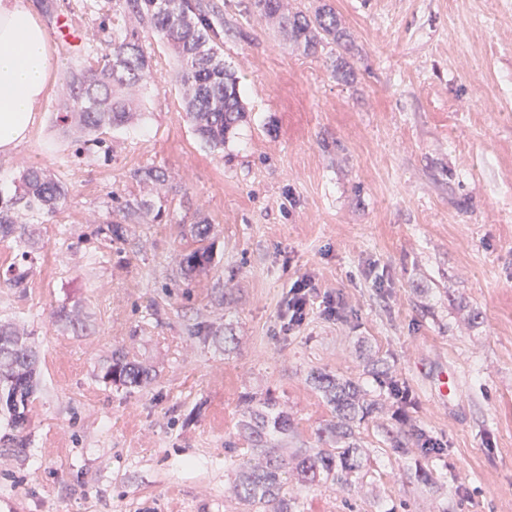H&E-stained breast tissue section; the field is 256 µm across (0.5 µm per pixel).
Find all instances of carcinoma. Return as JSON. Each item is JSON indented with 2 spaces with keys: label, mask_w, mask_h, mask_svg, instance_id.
Instances as JSON below:
<instances>
[{
  "label": "carcinoma",
  "mask_w": 512,
  "mask_h": 512,
  "mask_svg": "<svg viewBox=\"0 0 512 512\" xmlns=\"http://www.w3.org/2000/svg\"><path fill=\"white\" fill-rule=\"evenodd\" d=\"M255 12L277 19L294 44L307 51L334 44L343 47L345 34L339 28L336 13L322 6L313 15L290 12L284 0H253ZM121 13L130 24L112 26V39L91 67L70 66L63 73L65 98L56 122L79 133L75 155H94L104 146L100 134L119 129L134 117L131 94L145 88L152 78L150 40L161 42L178 58L175 81L182 93L183 110L202 140L213 149L224 143L236 126L244 121L245 111L236 77L224 68L220 52L221 36L211 19L210 6L203 0H112V13ZM132 178L162 185L165 173L155 167L137 169ZM67 186L49 170L32 166L20 174L10 196L0 193V238L26 235L21 214L40 217L54 213L66 200ZM123 221L102 224L100 233L109 241H121L125 222L138 219L141 206L124 207ZM209 222L193 225L191 236L198 246L179 255V265L188 273L207 268L212 256L203 241ZM30 269L10 266L0 276L1 288H20ZM106 384L137 386L149 377V371L121 353L101 368ZM336 414V422L318 432L322 447L288 459L264 453L268 439L285 435L292 427L279 403L268 397L258 408L248 409L242 424V437L250 448L239 454L241 472L239 499L247 505H264L273 512H297L290 483L318 486L331 482L348 486L351 478L365 468V455L355 438L357 424L381 410L380 402L360 381L339 379L322 372L311 374ZM36 355L11 326L0 323V415L8 417L11 433L5 435L14 447L26 448L22 435L28 423V406L37 390ZM390 450L403 455L414 441L423 465L416 471L419 481L428 483L432 473L429 462L445 455L447 449L426 430L420 428L406 437L401 431L386 432Z\"/></svg>",
  "instance_id": "carcinoma-1"
}]
</instances>
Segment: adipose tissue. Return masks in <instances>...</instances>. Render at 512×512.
<instances>
[{"mask_svg": "<svg viewBox=\"0 0 512 512\" xmlns=\"http://www.w3.org/2000/svg\"><path fill=\"white\" fill-rule=\"evenodd\" d=\"M49 35L22 0H0V153L27 136L52 71Z\"/></svg>", "mask_w": 512, "mask_h": 512, "instance_id": "obj_1", "label": "adipose tissue"}]
</instances>
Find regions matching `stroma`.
I'll return each mask as SVG.
<instances>
[{"label":"stroma","mask_w":512,"mask_h":512,"mask_svg":"<svg viewBox=\"0 0 512 512\" xmlns=\"http://www.w3.org/2000/svg\"><path fill=\"white\" fill-rule=\"evenodd\" d=\"M209 2L246 122L210 150L158 43L142 121L105 131L108 154L85 159L51 126L76 62L55 33L66 20L102 49L112 6L56 0L47 97L27 140L0 154V191L31 165L69 189L30 243L0 239V269L37 257L26 287L0 288V322L23 332L40 369L24 452L3 442L0 417V512H244L225 446L245 448L248 401L275 396L293 422L275 454L315 448L333 414L311 372L372 389L378 361L414 410L385 398L356 430L365 477L346 497L294 485L298 512H512V0H288L334 9L346 78L251 0ZM140 167L162 169L164 186L135 181ZM126 202L162 217L105 241L98 225ZM201 217L213 261L187 278L178 255ZM302 275L341 298V317L313 308L285 336ZM62 304L86 328L55 325ZM117 349L150 380L104 383ZM448 373L461 395L443 400L434 388ZM391 427L447 447L433 484L414 477L416 448L390 455Z\"/></svg>","instance_id":"obj_1"}]
</instances>
